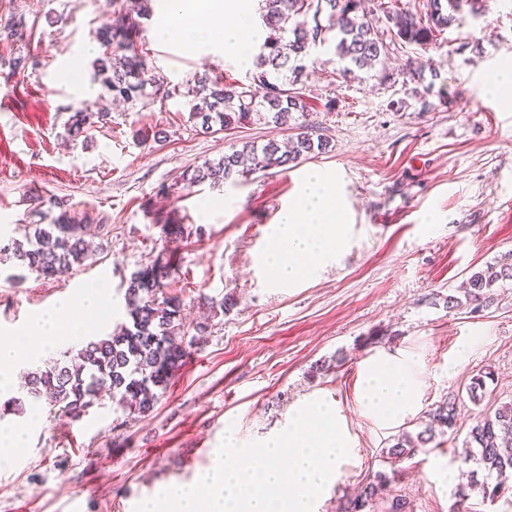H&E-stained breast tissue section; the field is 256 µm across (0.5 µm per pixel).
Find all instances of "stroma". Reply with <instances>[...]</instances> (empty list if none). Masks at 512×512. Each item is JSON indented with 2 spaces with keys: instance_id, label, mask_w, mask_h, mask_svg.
Instances as JSON below:
<instances>
[{
  "instance_id": "1",
  "label": "stroma",
  "mask_w": 512,
  "mask_h": 512,
  "mask_svg": "<svg viewBox=\"0 0 512 512\" xmlns=\"http://www.w3.org/2000/svg\"><path fill=\"white\" fill-rule=\"evenodd\" d=\"M151 7L141 34L148 76L179 88L204 73L248 83V69L222 50L159 43L166 0ZM113 8L112 0H0V23L20 32L0 38V236L22 238L48 197L110 227L83 265L55 278L0 268V338L100 280L107 309L84 326L88 338L110 335L127 319L131 274L160 256L182 292L186 362L145 417L106 396L77 422L45 405L35 420L1 416L0 426L26 428L27 442L0 461V512H70L75 500L82 512H133L163 484L212 467L226 431L242 444L271 439L316 399L335 407L349 445L316 512H342L386 469L406 512H512L511 489L491 504L456 494L466 434L512 402V280L477 302L462 289L512 254V103L484 88L489 74L512 66V0H485L480 15L428 48H391L385 80L341 77L333 45L313 48L307 120L328 136L329 151L185 197L183 172L219 159L231 140L196 131L183 97L116 105L94 83L89 48ZM20 56L26 68L13 71ZM74 60L83 64L79 84L63 78ZM86 105L109 108L111 119L69 140L67 120ZM312 167L334 178L350 243L339 260L288 286L263 256ZM158 216L184 225L187 237L166 244ZM227 294L235 304L226 311ZM199 322L205 332H196ZM385 361L414 377L410 403L391 421L362 400L365 375ZM488 371L493 379L473 404L466 388ZM451 397L456 429L387 467L383 449L421 431L426 412Z\"/></svg>"
}]
</instances>
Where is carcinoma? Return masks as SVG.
Here are the masks:
<instances>
[{"mask_svg":"<svg viewBox=\"0 0 512 512\" xmlns=\"http://www.w3.org/2000/svg\"><path fill=\"white\" fill-rule=\"evenodd\" d=\"M260 21L266 36L256 47L251 80L263 90L258 97L250 86L226 84L203 74L187 82L186 92L190 118L200 122L208 133L230 134L261 120L281 127L290 126L295 115L308 111V103L299 85L306 76L311 49L335 40V55L346 77L356 70L378 69L386 77L385 60L390 43L418 45L426 48L459 20L464 10H476L477 0H423V7L409 0H379L375 10L387 20L386 30L378 29V20L368 17L362 0H261ZM149 11L143 0L130 8L113 11L112 20L97 33L104 48L96 59L94 80L112 94V99L146 107L158 96H170L164 82L146 77L137 41L143 19ZM109 112L87 106L74 112L68 120V135L76 137L87 125L105 124ZM296 133L285 145L274 140L259 145L253 141L232 143L230 152L217 161L206 160L184 172L183 189L189 190L205 182L225 183L266 172L289 164H299L311 155L328 151V137L312 125L295 124ZM49 208L59 214L51 223L35 226L23 239L12 238L0 245V265L10 263L26 268L44 278L89 259L84 227L70 215L66 205L48 198ZM172 278L168 263L156 259L150 266L134 272L125 291L128 322L111 335L91 340L76 353L66 352L62 358L28 374L24 393L0 404V412L21 414L25 405L36 406L43 396L49 397L56 413L76 421L88 413L99 395L109 394L122 410L147 415L154 409L159 393L181 368L187 356L183 345L186 332L181 315V301L165 295ZM512 279V262L500 267L488 266L473 273L468 285L474 300L499 280ZM491 373L471 379L467 395L478 404ZM424 428L412 437L403 434L397 442L383 450L389 464L413 454L432 442L436 433H445L457 423L456 399H448L427 411ZM468 451L460 458L464 465L474 464L484 474L475 478L468 472V483L459 485L458 496L465 500L476 491L483 499L495 501L512 477V403L497 408L492 415L476 423L464 440ZM391 480L378 471L348 500L344 512H404L405 501L389 497Z\"/></svg>","mask_w":512,"mask_h":512,"instance_id":"obj_1","label":"carcinoma"}]
</instances>
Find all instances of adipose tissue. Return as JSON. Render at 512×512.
Instances as JSON below:
<instances>
[{
	"label": "adipose tissue",
	"mask_w": 512,
	"mask_h": 512,
	"mask_svg": "<svg viewBox=\"0 0 512 512\" xmlns=\"http://www.w3.org/2000/svg\"><path fill=\"white\" fill-rule=\"evenodd\" d=\"M169 12L180 16L181 24L175 30L165 24L159 26L160 41L176 40L190 47L218 45L226 58L241 67H251L260 32L247 0H222L206 16L184 13L182 0H169ZM348 234L331 176L311 169L303 191L273 230L266 264L276 281L298 282L318 266L338 258ZM69 311V306H62L34 321L19 339L0 344L1 390L12 384L21 361L37 358L61 342L81 340L82 325ZM366 383L367 404L383 420L396 419L413 395L411 371L400 364L379 363L368 373Z\"/></svg>",
	"instance_id": "ef3b65f1"
}]
</instances>
